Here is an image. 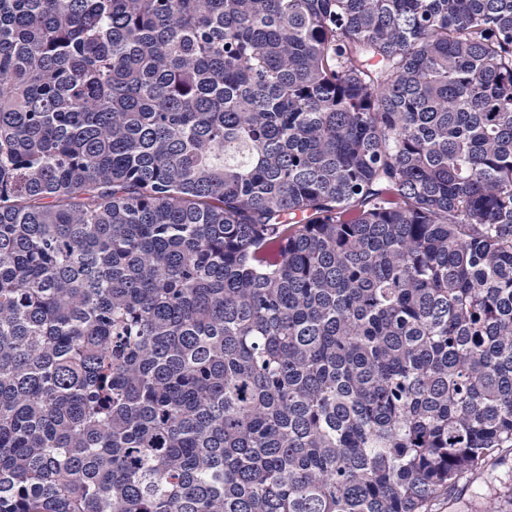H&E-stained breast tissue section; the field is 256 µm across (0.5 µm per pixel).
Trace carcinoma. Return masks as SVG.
Masks as SVG:
<instances>
[{"mask_svg":"<svg viewBox=\"0 0 512 512\" xmlns=\"http://www.w3.org/2000/svg\"><path fill=\"white\" fill-rule=\"evenodd\" d=\"M505 448L512 0H0V512H432Z\"/></svg>","mask_w":512,"mask_h":512,"instance_id":"obj_1","label":"carcinoma"}]
</instances>
